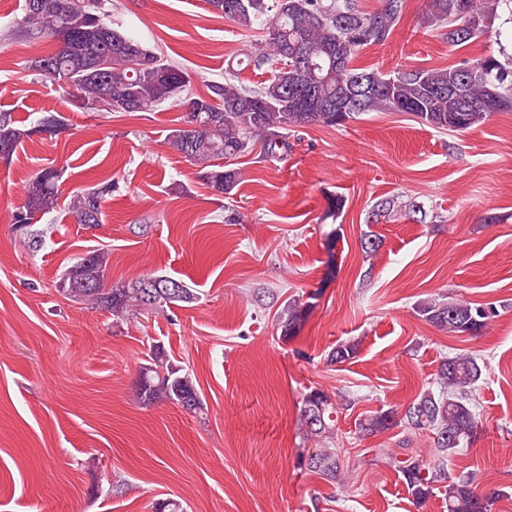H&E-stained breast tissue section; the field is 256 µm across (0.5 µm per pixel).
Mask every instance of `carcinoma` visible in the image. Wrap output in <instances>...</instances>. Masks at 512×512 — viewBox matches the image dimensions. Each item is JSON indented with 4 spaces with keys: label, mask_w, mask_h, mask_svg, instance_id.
<instances>
[{
    "label": "carcinoma",
    "mask_w": 512,
    "mask_h": 512,
    "mask_svg": "<svg viewBox=\"0 0 512 512\" xmlns=\"http://www.w3.org/2000/svg\"><path fill=\"white\" fill-rule=\"evenodd\" d=\"M212 11L244 31L257 27L266 35L245 55V67L271 66L270 76L255 86L238 79L227 68L224 81L208 86L209 94L189 92L188 74L143 41L112 23L102 0H23V24L31 38L53 40L56 51L37 56L27 68L61 84L83 109L105 112H152L167 102L179 107L191 101L181 126L168 142L200 168L207 184L229 194L239 181L235 170L214 168L213 161L233 158L260 147L274 156L287 145L288 133L315 124L340 126L364 112H402L438 130L464 132L494 112L512 110V70L492 55L467 60L443 69H405L385 74L355 66L360 52L387 41L397 25L406 0H382L369 13L358 0H206ZM501 0H429L431 23L446 30L448 45L466 46L488 32L487 21L496 16ZM68 131L57 112L43 114L31 128H21L11 113L0 112V160L7 162L23 140L33 135L57 138ZM59 173L44 168L24 188L23 211L14 225L25 230L38 214L58 207ZM112 192V179L72 196L67 214L77 224L102 223L103 203ZM108 253L92 250L78 258L61 279L67 298L107 309L126 317L145 311L158 313L196 299L190 288L172 287L149 292L138 277L106 286ZM420 315L452 335L478 334L496 316L487 304L430 299L417 306ZM303 315L297 299L288 300L279 316L281 336L295 330ZM357 346L343 343L328 354L344 363L356 356ZM483 375V367L470 354L446 357L438 369L439 391L417 396L399 423L412 434L433 435L434 455L441 463L425 466L408 457L399 461L411 495L423 502L436 486L445 489L448 512H491L498 493L486 497L472 489L470 476L453 478L443 460L473 441L478 422L468 393ZM138 398L144 405L169 401L192 414L203 411L191 375L174 365L165 352L155 349L139 375ZM307 432L316 438L336 435V402L313 389L302 411ZM394 414L383 411L358 424L364 436L384 433L395 426ZM306 469L330 485L340 467L334 448H315Z\"/></svg>",
    "instance_id": "obj_1"
}]
</instances>
